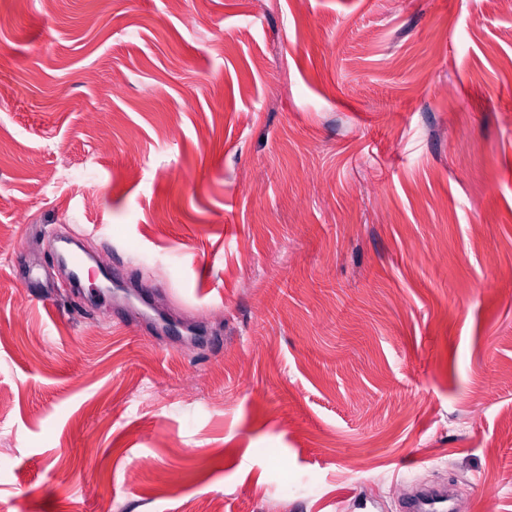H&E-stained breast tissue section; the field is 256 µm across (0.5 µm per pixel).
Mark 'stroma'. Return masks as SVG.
<instances>
[{
    "label": "stroma",
    "instance_id": "stroma-1",
    "mask_svg": "<svg viewBox=\"0 0 512 512\" xmlns=\"http://www.w3.org/2000/svg\"><path fill=\"white\" fill-rule=\"evenodd\" d=\"M1 15L0 512H512V16ZM61 226L189 342L64 290ZM407 512H451L448 507V491L442 489H423L404 507Z\"/></svg>",
    "mask_w": 512,
    "mask_h": 512
}]
</instances>
